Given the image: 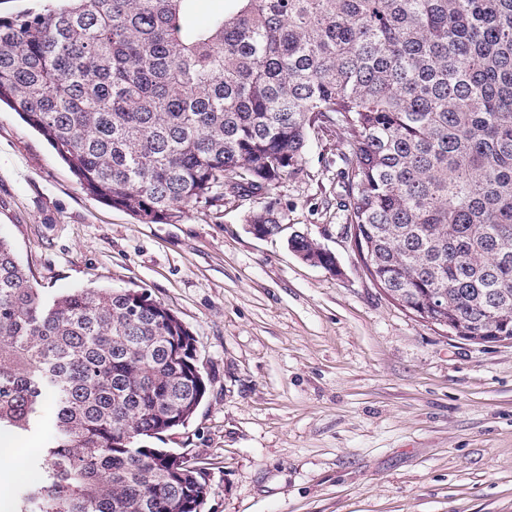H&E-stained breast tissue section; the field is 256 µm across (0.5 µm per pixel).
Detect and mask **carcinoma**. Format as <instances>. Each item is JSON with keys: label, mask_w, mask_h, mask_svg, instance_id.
Listing matches in <instances>:
<instances>
[{"label": "carcinoma", "mask_w": 512, "mask_h": 512, "mask_svg": "<svg viewBox=\"0 0 512 512\" xmlns=\"http://www.w3.org/2000/svg\"><path fill=\"white\" fill-rule=\"evenodd\" d=\"M49 0L0 16V102L82 188L142 220L270 195L344 134L340 203L404 306L512 336V0ZM270 200L246 223H283ZM288 247L316 254L301 236ZM207 393L190 328L145 291L40 298L0 239V433L52 410L16 512H199L167 448Z\"/></svg>", "instance_id": "cac0c4a2"}]
</instances>
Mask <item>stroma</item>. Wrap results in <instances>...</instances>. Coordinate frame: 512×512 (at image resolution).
Returning a JSON list of instances; mask_svg holds the SVG:
<instances>
[{
    "mask_svg": "<svg viewBox=\"0 0 512 512\" xmlns=\"http://www.w3.org/2000/svg\"><path fill=\"white\" fill-rule=\"evenodd\" d=\"M335 127L273 191L288 232L335 255L303 262L286 234L245 222L263 198L183 208L151 223L82 189L43 136L0 109V238L44 300L144 290L190 328L208 392L184 428L144 439L188 453L205 512H512V343L474 344L391 301L354 252L337 206ZM53 417L12 435L0 512L35 477Z\"/></svg>",
    "mask_w": 512,
    "mask_h": 512,
    "instance_id": "stroma-1",
    "label": "stroma"
}]
</instances>
